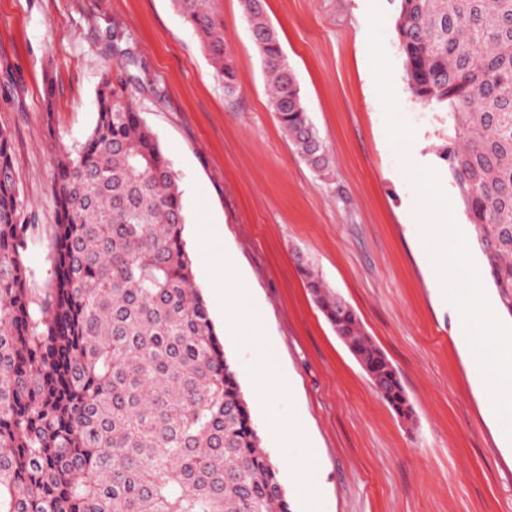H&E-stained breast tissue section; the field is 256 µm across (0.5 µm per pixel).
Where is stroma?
I'll return each mask as SVG.
<instances>
[{"instance_id": "obj_1", "label": "stroma", "mask_w": 512, "mask_h": 512, "mask_svg": "<svg viewBox=\"0 0 512 512\" xmlns=\"http://www.w3.org/2000/svg\"><path fill=\"white\" fill-rule=\"evenodd\" d=\"M384 45L407 154L390 145L368 50L369 0H265L330 171L316 175L272 112L241 0H216L237 66L224 85L171 0H0V128L11 137L21 195L38 224L28 241L31 288L53 277L54 146L85 140L104 74L140 73L136 102L180 178L186 248L203 295L224 277L248 281L262 346L233 332L223 305L208 308L234 366L262 358L271 395L238 376L261 444L292 512L302 488L321 487L313 512H512V441L488 412L484 375L432 269L415 223L420 196L405 166L434 168L455 221L477 234L443 158L445 113L415 100L398 43L395 7ZM130 37L137 67L113 52ZM235 257L225 267V253ZM309 261L355 310L397 370L412 405L399 417L313 302L298 259ZM300 420L319 449L283 446Z\"/></svg>"}]
</instances>
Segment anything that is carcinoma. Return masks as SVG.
<instances>
[{"mask_svg":"<svg viewBox=\"0 0 512 512\" xmlns=\"http://www.w3.org/2000/svg\"><path fill=\"white\" fill-rule=\"evenodd\" d=\"M409 89L448 113L444 158L491 281L512 313V0H396ZM231 94L211 0H172ZM270 106L327 174L263 0H242ZM135 76L96 92V123L60 147L54 273L35 294L30 216L0 129V512H291L238 374L193 279L178 176L137 107ZM313 300L379 396L407 420L400 377L351 306L298 263Z\"/></svg>","mask_w":512,"mask_h":512,"instance_id":"1","label":"carcinoma"}]
</instances>
